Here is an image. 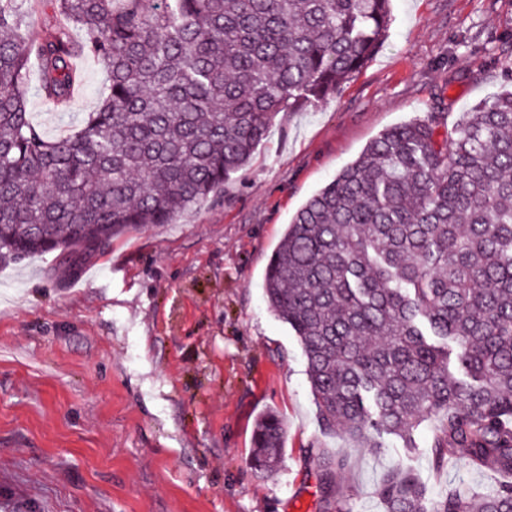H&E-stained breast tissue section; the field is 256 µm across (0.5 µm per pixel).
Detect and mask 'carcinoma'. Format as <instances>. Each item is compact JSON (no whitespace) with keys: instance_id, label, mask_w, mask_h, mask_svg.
<instances>
[{"instance_id":"1","label":"carcinoma","mask_w":512,"mask_h":512,"mask_svg":"<svg viewBox=\"0 0 512 512\" xmlns=\"http://www.w3.org/2000/svg\"><path fill=\"white\" fill-rule=\"evenodd\" d=\"M0 0V264L101 250L169 224L248 165L281 112L338 92L387 37L391 0ZM106 74L96 111L44 137L26 87L69 97L73 64ZM268 307L297 336L322 426L365 447H412L441 418L437 462L490 464L507 480L436 500L410 474L385 512H512V91L439 133L415 119L381 132L293 216L268 265ZM274 413L251 468L282 462ZM329 512H345L344 460L317 454Z\"/></svg>"}]
</instances>
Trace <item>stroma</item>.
<instances>
[{
    "label": "stroma",
    "mask_w": 512,
    "mask_h": 512,
    "mask_svg": "<svg viewBox=\"0 0 512 512\" xmlns=\"http://www.w3.org/2000/svg\"><path fill=\"white\" fill-rule=\"evenodd\" d=\"M386 39L328 100L283 112L251 162L169 224H142L70 272L54 255L0 267V512H325L315 452L345 462L347 512H383L411 472L428 495L494 491L489 468L437 464L440 423L373 452L325 430L293 331L267 306L270 258L299 208L387 128H451L512 86V0H393ZM72 101L29 110L58 138L98 105L79 61ZM283 421L282 463L248 458L257 418Z\"/></svg>",
    "instance_id": "stroma-1"
}]
</instances>
